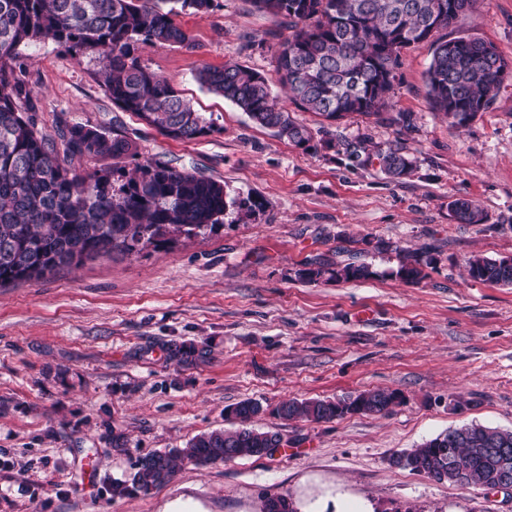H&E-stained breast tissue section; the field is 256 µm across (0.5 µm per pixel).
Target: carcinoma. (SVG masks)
<instances>
[{
    "instance_id": "cac0c4a2",
    "label": "carcinoma",
    "mask_w": 512,
    "mask_h": 512,
    "mask_svg": "<svg viewBox=\"0 0 512 512\" xmlns=\"http://www.w3.org/2000/svg\"><path fill=\"white\" fill-rule=\"evenodd\" d=\"M454 2L457 14L475 0H249L254 11L269 14L288 30L278 43V82L304 112L327 119L347 114H378L390 108L395 69L403 49L429 40L448 28L439 9ZM217 0H0V287L39 279L112 251L138 253L158 249L175 237L212 233L224 226L232 209L251 217L260 204L251 196L228 198L224 184L196 170L178 169L162 160L138 164L129 175L96 171L74 173L35 129L32 91L24 79L20 48L52 40L75 53L92 51L104 62L105 87L112 103L167 137L191 140L214 130L167 81L141 60L144 46L178 45L200 49L175 17L183 12L205 14ZM427 70L432 110L457 119L472 116L494 101L507 65L492 44L458 37L432 42ZM198 80L208 91L231 101L259 126L298 146L314 134L279 107L269 79L236 62L203 67ZM68 149L91 159L137 155L126 139L110 138L84 125L63 133ZM348 157L370 162L364 140L349 141ZM376 159L389 177L400 179L413 161L398 149L379 151ZM454 217L465 224L485 220L481 207L456 200ZM433 259L414 258L396 275L418 283ZM467 269L474 280L512 286V258L473 256ZM372 275L365 264L332 267L312 261L297 270L308 283L326 279L360 280ZM169 358L179 363L203 362L207 349L172 344ZM394 391L372 389L339 400L290 399L277 408L283 420L331 421L347 414L381 415L396 403ZM263 406L244 400L227 409L238 426L216 429L190 440L183 448L139 457L112 492L147 493L167 483L178 463L207 465L262 455L279 448L277 432L250 426ZM389 464L434 481L492 489L503 475L512 478V431L478 424L450 429L416 448L396 451ZM264 512H294L288 497L267 499Z\"/></svg>"
}]
</instances>
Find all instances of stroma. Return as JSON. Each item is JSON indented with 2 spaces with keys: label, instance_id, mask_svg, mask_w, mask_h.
I'll return each mask as SVG.
<instances>
[{
  "label": "stroma",
  "instance_id": "stroma-1",
  "mask_svg": "<svg viewBox=\"0 0 512 512\" xmlns=\"http://www.w3.org/2000/svg\"><path fill=\"white\" fill-rule=\"evenodd\" d=\"M176 21L199 50L158 44L141 57L212 119L214 133L163 136L113 105L96 53L51 40L21 50L35 127L60 152L73 124L137 146L134 159L68 155L77 174L161 159L200 169L261 209L164 248L115 251L0 287V512H262L274 495L314 506L339 493L371 512H512V491L438 483L388 463L465 424L512 430V287L466 271L475 255L512 256V0H477L440 32L490 42L508 64L475 119L455 126L431 110L423 43L402 51L388 112L329 121L293 110L316 132L307 148L197 80L202 66L229 60L274 77L275 18L248 0H221ZM396 112L410 113L411 126L393 123ZM358 138L401 148L412 172L393 180L378 163L350 161L342 143ZM457 199L478 202L485 221L458 223ZM382 239L394 250H378ZM408 251L435 259L421 282L396 275ZM316 259L363 263L372 275L298 280ZM203 342L207 361L168 357L170 344ZM378 388L399 395L383 415L275 413L290 399ZM243 400L265 409L255 428L282 435L274 455L185 463L149 493L112 495L141 455L227 428L225 408Z\"/></svg>",
  "mask_w": 512,
  "mask_h": 512
}]
</instances>
